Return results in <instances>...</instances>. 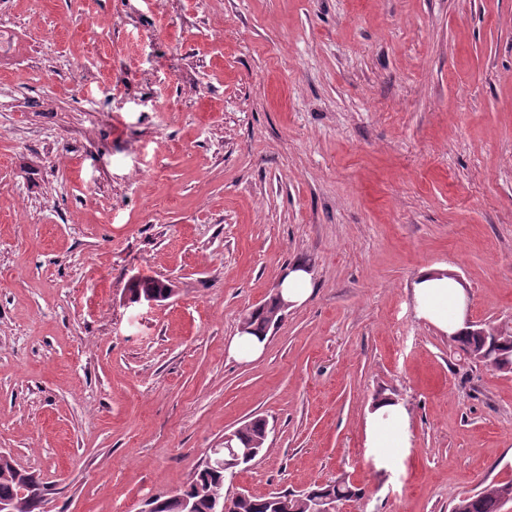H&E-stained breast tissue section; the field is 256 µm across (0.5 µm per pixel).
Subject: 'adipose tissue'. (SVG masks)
<instances>
[{
  "instance_id": "ef3b65f1",
  "label": "adipose tissue",
  "mask_w": 512,
  "mask_h": 512,
  "mask_svg": "<svg viewBox=\"0 0 512 512\" xmlns=\"http://www.w3.org/2000/svg\"><path fill=\"white\" fill-rule=\"evenodd\" d=\"M413 296L418 316L441 333L454 337L465 334L469 326V292L448 268L423 267L415 282ZM410 414L407 406L392 394L375 400L365 420V446L384 467L383 454L409 445Z\"/></svg>"
}]
</instances>
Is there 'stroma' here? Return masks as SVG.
<instances>
[{"label": "stroma", "mask_w": 512, "mask_h": 512, "mask_svg": "<svg viewBox=\"0 0 512 512\" xmlns=\"http://www.w3.org/2000/svg\"><path fill=\"white\" fill-rule=\"evenodd\" d=\"M0 27V452L45 512H140L256 416L227 494L343 474L340 512H448L512 482V375L412 291L448 265L471 320L512 319V0H0ZM296 261L311 298L235 360ZM381 390L410 446L378 469ZM162 287L163 285L159 280H155L150 277H141L138 280L130 283L128 292L131 300H135L140 295L144 296L147 294L143 298L140 297L137 302L146 301L149 304H156L158 302H163V300L153 294L148 293L163 294L166 289L170 288L169 285L168 288ZM265 343L266 338L261 340L259 336L238 333L231 342L230 351L238 359L249 361L261 354ZM410 414L407 406L392 394L375 400L365 420V448L374 455L377 468L385 466L382 452L409 448Z\"/></svg>", "instance_id": "35a3bbf8"}]
</instances>
